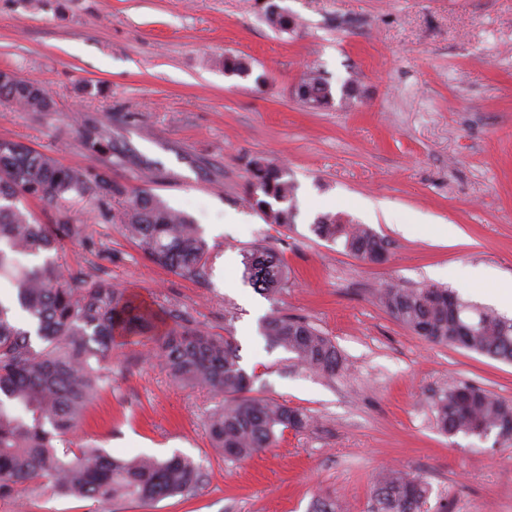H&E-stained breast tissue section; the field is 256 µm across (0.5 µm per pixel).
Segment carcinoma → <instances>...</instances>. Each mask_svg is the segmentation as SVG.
Listing matches in <instances>:
<instances>
[{"label": "carcinoma", "instance_id": "cac0c4a2", "mask_svg": "<svg viewBox=\"0 0 512 512\" xmlns=\"http://www.w3.org/2000/svg\"><path fill=\"white\" fill-rule=\"evenodd\" d=\"M264 22L290 34L298 23L288 10L267 3ZM218 64L230 76L253 74L249 58L227 53ZM297 98L313 110L334 102L330 84L317 72L298 82ZM0 105L25 112H53L55 103L40 83L0 69ZM82 143L98 152L112 133L98 121L74 118ZM154 176L140 173V184L112 181L94 167L67 166L9 138H0V499L18 497L19 487L43 486L55 494L92 502L96 512L121 503L153 504L195 494L201 468L174 452L114 457L90 445L58 450L56 438L75 432L88 405L107 380L103 364L119 338L147 340L169 375L186 388L203 387L220 398L207 429L212 446L228 460H245L275 445L285 431L308 429L304 410L251 395V377L240 367L230 336H212L155 310L114 288L112 281L67 273L58 263L66 245L88 234V221L107 220L110 202L128 198L121 216L125 235L154 264L190 278L206 274L210 249L190 216L153 192ZM296 190L288 170L256 158L250 162L247 202L268 224L286 226L296 217ZM93 201L83 217L75 203ZM40 202L63 215L43 224L29 208ZM327 242L372 263L384 260L389 242L365 224L343 214H324L313 224ZM243 277L256 290L275 295L288 283V268L269 248L242 250ZM377 304L398 323L433 345L459 347L512 362V319L464 301L449 287L402 288L387 284ZM268 345L293 355L300 366L331 376L341 368L332 340L306 321L285 315L266 319ZM438 427L448 436L463 434L512 444V401L479 386L452 381L432 397ZM426 477L396 469L378 474L372 486L373 512H422Z\"/></svg>", "mask_w": 512, "mask_h": 512}]
</instances>
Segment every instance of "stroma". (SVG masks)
<instances>
[{
  "label": "stroma",
  "instance_id": "obj_1",
  "mask_svg": "<svg viewBox=\"0 0 512 512\" xmlns=\"http://www.w3.org/2000/svg\"><path fill=\"white\" fill-rule=\"evenodd\" d=\"M300 21L280 34L265 0H0V69L41 82L52 112L0 107V137L72 166L134 185L141 166L154 191L199 224L211 252L206 279L161 268L119 222L93 223L61 257L67 272L112 281L206 332L233 337L253 393L303 409L314 423L285 432L244 461L225 459L206 428L216 397L185 389L143 346L114 347L110 380L65 442L119 456L175 452L199 463L191 497L126 504L122 512H312L331 496L370 512L387 467L424 475V512H512V446L447 436L432 393L462 380L512 400V364L432 345L382 310L376 288L437 284L488 306L512 282V0H276ZM250 57L254 77L217 61ZM319 70L333 90L351 76L347 109L312 111L295 97ZM112 117L128 161L84 148L73 113ZM287 168L298 186L290 228L265 223L245 201L248 162ZM341 212L390 243L363 261L312 231ZM420 225L398 229L409 215ZM467 243H452L448 228ZM267 246L288 268L273 297L243 277L242 249ZM303 319L329 336L343 361L325 377L293 365L261 334L272 314ZM51 490L0 500V512H88Z\"/></svg>",
  "mask_w": 512,
  "mask_h": 512
}]
</instances>
